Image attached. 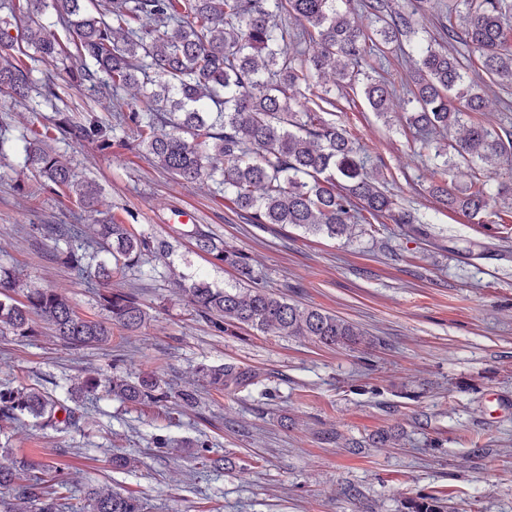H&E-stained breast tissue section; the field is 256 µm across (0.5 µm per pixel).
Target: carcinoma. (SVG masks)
<instances>
[{
	"label": "carcinoma",
	"mask_w": 512,
	"mask_h": 512,
	"mask_svg": "<svg viewBox=\"0 0 512 512\" xmlns=\"http://www.w3.org/2000/svg\"><path fill=\"white\" fill-rule=\"evenodd\" d=\"M426 0H410L412 10L391 11L386 0H52L62 41L41 18V0L6 6L0 17V92L16 102L39 97L50 104L51 82L38 83L13 51L19 41L32 46L44 63L72 61L71 78L79 86L112 97L114 123L87 112L74 123L64 113L52 128L29 130L22 140L23 167L43 185L76 199L88 213L99 212L101 188L79 181L71 165L48 143L52 132L101 151L112 147L117 132L130 131L124 146L145 155L183 184L210 179L250 224L294 226L328 238L341 237L365 215L395 224H421L401 207L382 175L368 173L367 157L350 133L322 117L332 104L333 84L358 88L380 117L388 110L394 84L364 70L374 51L391 52L409 63L404 118L420 150L434 152L431 195L448 211L476 224H491L500 209L512 210V183L492 191L491 167L512 158V130L483 120L487 83L512 85V0H457L464 6L460 23L448 21V42L478 54L481 67L469 75L470 62L437 41L413 39L417 15ZM374 18L363 26L352 15ZM297 22L290 30L285 17ZM22 27L16 35L10 29ZM136 86L132 100L120 91ZM462 126L461 138L447 133ZM465 167L470 181L448 188V177ZM56 236L77 241L60 252L70 269L95 267L96 301L106 321L76 312L60 288H28L23 299L11 296L16 281L0 277V328L22 338L40 335L35 318L73 349L105 345L112 326L138 330L147 313L131 292L114 289L115 275L163 258L171 245L104 217L97 239L81 241L76 224ZM196 247L215 266L234 269L240 284L216 288L200 272L183 295L218 332L235 334L249 326L263 334L302 336L325 346L357 344L363 332L319 308L289 303L257 285L249 258L194 225ZM203 377L220 387L243 386L252 376L234 365L202 368ZM107 392L133 406L168 398L165 383L154 376H114ZM30 417L44 430L79 426L81 416L35 387H0V433ZM0 512H68L67 500L81 494L74 512H144L132 495L102 485L77 489L67 480L32 476L24 464H0Z\"/></svg>",
	"instance_id": "cac0c4a2"
}]
</instances>
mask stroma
<instances>
[{
    "mask_svg": "<svg viewBox=\"0 0 512 512\" xmlns=\"http://www.w3.org/2000/svg\"><path fill=\"white\" fill-rule=\"evenodd\" d=\"M367 62L397 88L389 118L377 117L358 90L339 87L332 119L402 206L417 210L420 228L391 223L373 233L360 224L329 239L249 224L209 182L179 183L121 143L102 151L54 141L79 179L101 186V211L174 249L112 281L148 314L136 333L116 328L108 345L79 350L48 329L35 338L0 335V386H38L82 416L64 432L25 420L0 437V462H25L41 477L53 465L60 479L138 497L144 512H409L410 500L431 493L448 512H512V214L475 224L429 195L434 158L415 153L403 118L405 69L393 55ZM31 66L36 81L53 74L57 99L31 108L0 95V273L64 289L83 317L101 320L88 280L57 258L60 244L47 233L78 222L90 236L94 221L23 168L18 136L60 112L111 119L112 99L73 86L65 62ZM184 212L250 257L260 286L354 324L365 343L215 332L168 269L206 271L218 288L238 275L196 250L178 221ZM225 363L250 372L251 384L223 388L202 377V367ZM90 369L104 380L156 374L169 397L142 406L102 388L71 397ZM186 389L197 394L194 407L182 405ZM383 433L390 440L376 447ZM160 437L167 447H156ZM116 454L138 467L113 470Z\"/></svg>",
    "mask_w": 512,
    "mask_h": 512,
    "instance_id": "35a3bbf8",
    "label": "stroma"
}]
</instances>
